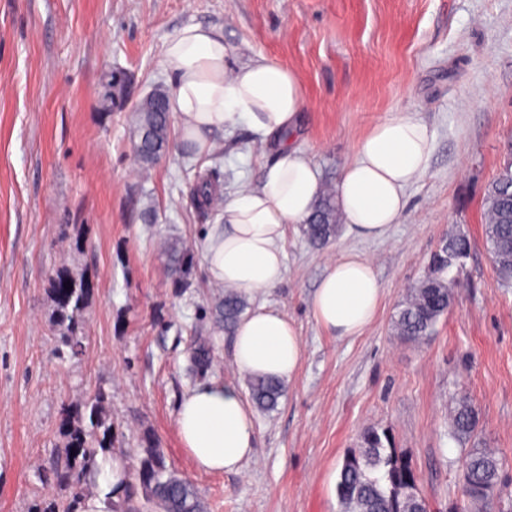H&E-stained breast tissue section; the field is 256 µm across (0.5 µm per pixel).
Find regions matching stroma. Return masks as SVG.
<instances>
[{
  "mask_svg": "<svg viewBox=\"0 0 512 512\" xmlns=\"http://www.w3.org/2000/svg\"><path fill=\"white\" fill-rule=\"evenodd\" d=\"M223 27L230 63L279 62L308 106L293 144L321 180L337 181L354 145L398 112L434 135L426 174L385 237L338 234L311 246L289 225L281 284L250 298L288 314L303 341L277 409L256 413L255 455L235 473L198 471L176 426L182 397L214 382L246 391L202 244L217 224L189 198L217 170L224 196L257 184L275 146L246 127L216 135L224 156L179 148L140 175L130 111L102 112L107 74L124 70L131 99L170 86L169 37L188 24ZM512 160V0H0V512L59 497L52 471L66 445L64 407L109 394L114 447L152 440L207 512H336L344 455L367 427L389 430L433 512H451L465 447L450 432L455 397L480 414V447L505 458L500 512H512V284L498 277L483 228L484 191ZM470 250L448 276L454 301L425 344L393 327L406 288L429 269L448 230ZM192 245L191 284L176 287L160 240ZM372 260L384 288L362 334L337 338L309 304L328 260ZM92 286L82 355L58 359L48 291L56 271ZM208 340L212 366L191 377L187 353Z\"/></svg>",
  "mask_w": 512,
  "mask_h": 512,
  "instance_id": "obj_1",
  "label": "stroma"
}]
</instances>
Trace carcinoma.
Segmentation results:
<instances>
[{"label":"carcinoma","instance_id":"cac0c4a2","mask_svg":"<svg viewBox=\"0 0 512 512\" xmlns=\"http://www.w3.org/2000/svg\"><path fill=\"white\" fill-rule=\"evenodd\" d=\"M132 150L142 172H149L169 147L172 124L169 90L154 88L133 107ZM191 197L200 209L219 212L224 204L218 186L207 176L197 178ZM483 224L489 253L500 277L512 281V162L504 165L488 185L483 198ZM339 214L334 189L326 184L310 219L303 225L307 241L323 247L336 238ZM469 250L466 235L452 231L434 252L429 273L408 289L395 320L394 329L404 340L420 344L431 337L453 300L448 270L460 264ZM167 266L175 275L176 286H188L194 268V254L177 241L163 244ZM70 283L71 288L64 287ZM54 303V332L59 357H77L83 352V330L90 288L86 280L61 271L49 280ZM248 307V300L226 290L212 310L214 328L231 332ZM191 361L198 370L212 361L205 340L191 348ZM254 406L270 412L284 395L283 383L272 377L248 380ZM108 392L100 388L78 409L64 411L63 432L67 439L64 460L53 473L56 484L70 496L53 504L48 512H74V504L83 495L86 476L97 467L101 452H113L112 419L106 413ZM89 416L90 427L77 418ZM479 414L470 400L459 397L452 411L451 434L466 443L478 432ZM502 463L487 448H471L465 454L460 483L461 499L454 512H495L499 498L498 483ZM124 489L112 497L109 512H206V506L194 486L166 465L165 455L146 441L136 459L123 468ZM339 512H430V504L420 488V480L411 461L394 448L389 432L376 428L363 430L358 447L343 458L337 482Z\"/></svg>","mask_w":512,"mask_h":512}]
</instances>
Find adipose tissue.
<instances>
[{"label":"adipose tissue","mask_w":512,"mask_h":512,"mask_svg":"<svg viewBox=\"0 0 512 512\" xmlns=\"http://www.w3.org/2000/svg\"><path fill=\"white\" fill-rule=\"evenodd\" d=\"M230 53L222 28L188 24L168 40L162 65L172 78L178 145L209 154L217 146L215 133L240 124L262 141L279 143V159L264 168L257 186L243 187L225 201L220 223L204 245L212 281L252 297L282 282L287 227L306 221L322 185L315 165L287 138L307 105L301 81L263 57L230 68ZM432 143L427 124L405 112L377 122L358 140L336 184L349 234L376 239L398 223L407 208V186L428 169ZM382 296L372 262L343 252L327 265L312 295L311 316L331 335L356 336L374 320ZM230 346L240 376L287 381L300 367L297 327L264 303L242 317ZM176 425L203 472L239 471L256 448L252 410L233 386L210 384L184 395Z\"/></svg>","instance_id":"ef3b65f1"}]
</instances>
